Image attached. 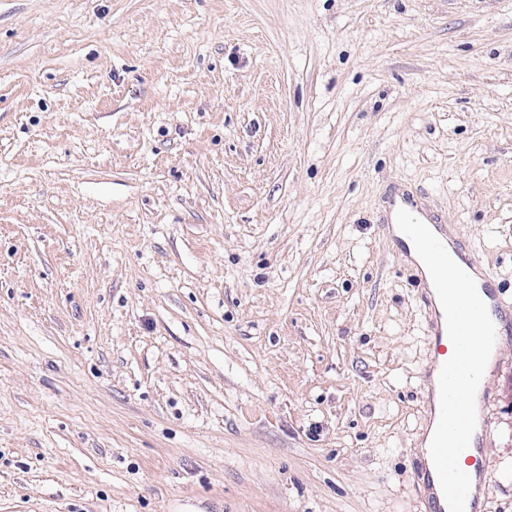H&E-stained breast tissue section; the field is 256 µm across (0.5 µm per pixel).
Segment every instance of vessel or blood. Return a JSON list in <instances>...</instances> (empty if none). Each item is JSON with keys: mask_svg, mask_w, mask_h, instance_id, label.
Returning <instances> with one entry per match:
<instances>
[{"mask_svg": "<svg viewBox=\"0 0 512 512\" xmlns=\"http://www.w3.org/2000/svg\"><path fill=\"white\" fill-rule=\"evenodd\" d=\"M405 209L423 221L441 240L444 246L454 248L461 267L472 277L482 279L487 275L479 258L468 248L460 245L458 240L449 233L445 220L430 208L422 195L417 191L404 186H396L388 193L387 204L380 216V222L385 228H392L398 209ZM413 285L420 291L421 301L427 311L426 327L429 347L431 350H439L445 336L441 322V316L434 308L437 296L433 285H430L421 271H414ZM426 415L425 430L434 432L440 413L439 386L436 383H428L425 392ZM416 483L419 488V502L422 512H447L448 507L439 485L438 477L433 465L430 453H423L418 458Z\"/></svg>", "mask_w": 512, "mask_h": 512, "instance_id": "1", "label": "vessel or blood"}]
</instances>
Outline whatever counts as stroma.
<instances>
[{
  "label": "stroma",
  "mask_w": 512,
  "mask_h": 512,
  "mask_svg": "<svg viewBox=\"0 0 512 512\" xmlns=\"http://www.w3.org/2000/svg\"><path fill=\"white\" fill-rule=\"evenodd\" d=\"M399 182L512 306V0H0V512H418Z\"/></svg>",
  "instance_id": "35a3bbf8"
}]
</instances>
